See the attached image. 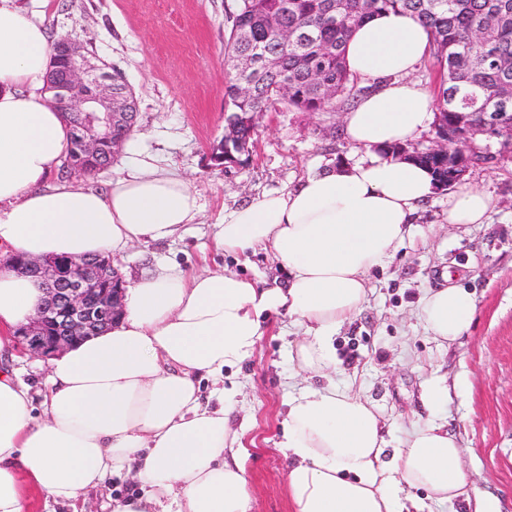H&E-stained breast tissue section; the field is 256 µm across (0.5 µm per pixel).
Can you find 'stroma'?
I'll return each instance as SVG.
<instances>
[{"label": "stroma", "instance_id": "35a3bbf8", "mask_svg": "<svg viewBox=\"0 0 512 512\" xmlns=\"http://www.w3.org/2000/svg\"><path fill=\"white\" fill-rule=\"evenodd\" d=\"M22 3L51 38H79L121 70L138 106L124 153L184 178L198 197L194 223L115 260L125 281L162 263L189 273L228 269L247 279H286L271 255L257 253L246 266L216 249L219 223L225 209L293 187L314 164L359 159L344 136L342 109L311 113L279 105L260 113L248 161L215 167L208 152L224 134V39L233 0ZM464 181L494 199L488 222L447 223L444 191L420 208L412 236L389 265L369 273L365 304L336 333L344 366L336 382L379 407L390 444L428 420L447 422L473 487L512 512V161L474 168ZM446 272L474 292L477 310L470 330L443 346L425 329L419 302ZM264 324L253 356L226 371L225 380L239 390L233 415L245 422L250 512H291L288 461L276 443L296 370L289 352L301 331L283 314L266 316ZM436 377L447 378L449 395L431 411L423 391Z\"/></svg>", "mask_w": 512, "mask_h": 512}]
</instances>
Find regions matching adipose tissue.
I'll return each mask as SVG.
<instances>
[{"instance_id":"ef3b65f1","label":"adipose tissue","mask_w":512,"mask_h":512,"mask_svg":"<svg viewBox=\"0 0 512 512\" xmlns=\"http://www.w3.org/2000/svg\"><path fill=\"white\" fill-rule=\"evenodd\" d=\"M429 49L422 24L384 12L357 26L346 63L370 88L344 115L345 134L369 156L314 170L294 189L225 210L216 241L249 263L263 251L287 269L282 284L231 271L189 274L173 265L129 284L120 320L50 359L42 415L9 365L16 331L46 296L13 257L122 256L175 236L200 213L188 181L131 159L107 189L52 181L70 150V127L41 91L52 42L17 0H0V512H31L33 495L69 505L107 475L126 472L141 494L112 512H249L242 435L231 422L224 371L251 358L263 317L284 311L302 335L290 357L318 377L289 396L277 443L291 461L292 512H423L416 490L443 503L475 502L445 427H416L389 447L376 405L336 386V331L363 307L368 273L391 262L434 192L427 169L383 155L423 132L430 89L411 75ZM494 206L462 184L448 195L452 224L485 223ZM464 288L426 291L421 318L438 341L469 330ZM217 401L202 398L199 378Z\"/></svg>"}]
</instances>
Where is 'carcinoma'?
Here are the masks:
<instances>
[{"label":"carcinoma","mask_w":512,"mask_h":512,"mask_svg":"<svg viewBox=\"0 0 512 512\" xmlns=\"http://www.w3.org/2000/svg\"><path fill=\"white\" fill-rule=\"evenodd\" d=\"M332 4L337 11L330 20ZM385 11L408 13L428 31L438 79L434 130L459 132L464 141L453 143L448 156L400 144L382 154L421 164L436 189L445 191L462 180L460 168L490 162L482 151L491 150V144L498 145L495 155L509 153L498 134L512 125V100L500 105L497 98L512 86V0H234L227 15L226 69L245 51L238 39L242 29L278 60L275 70L256 73L252 94H241L233 80L225 87L224 111L246 119L241 137L252 139L255 114L279 103L300 112H324L349 99L357 76L346 65L347 40L357 25ZM272 18L303 39L281 43L268 27Z\"/></svg>","instance_id":"cac0c4a2"}]
</instances>
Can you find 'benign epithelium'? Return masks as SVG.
I'll list each match as a JSON object with an SVG mask.
<instances>
[{
  "label": "benign epithelium",
  "instance_id": "benign-epithelium-1",
  "mask_svg": "<svg viewBox=\"0 0 512 512\" xmlns=\"http://www.w3.org/2000/svg\"><path fill=\"white\" fill-rule=\"evenodd\" d=\"M276 65L277 60L255 49L236 60L234 72L246 91L254 71ZM45 91L51 104L68 116L76 152L69 162L71 172L82 171L88 160L99 161L122 149L137 118L136 100L126 92L118 70L103 60H92L82 40L68 36L56 41ZM219 148L223 155L210 153L216 163H230L232 151L248 150L238 139L235 119L227 120ZM14 261L24 272L40 276L47 287L44 307L17 330L19 345L31 355L49 359L112 325L123 312L124 280L109 258L89 263L72 256H18Z\"/></svg>",
  "mask_w": 512,
  "mask_h": 512
}]
</instances>
